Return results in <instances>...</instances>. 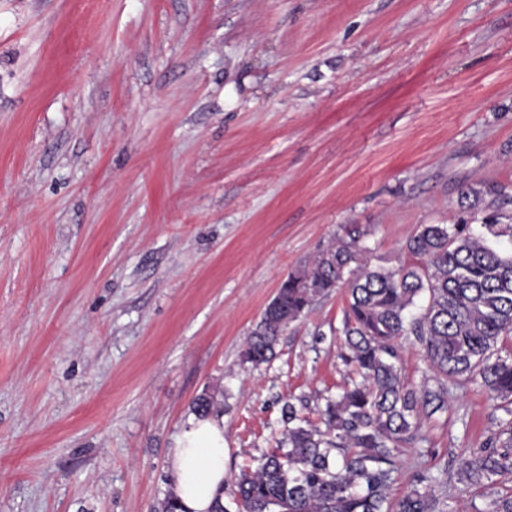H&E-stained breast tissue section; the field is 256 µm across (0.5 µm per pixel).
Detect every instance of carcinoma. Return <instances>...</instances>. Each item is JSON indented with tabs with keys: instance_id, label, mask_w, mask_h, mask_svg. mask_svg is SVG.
Segmentation results:
<instances>
[{
	"instance_id": "obj_1",
	"label": "carcinoma",
	"mask_w": 512,
	"mask_h": 512,
	"mask_svg": "<svg viewBox=\"0 0 512 512\" xmlns=\"http://www.w3.org/2000/svg\"><path fill=\"white\" fill-rule=\"evenodd\" d=\"M512 194L502 184L461 191L455 224H424L406 241L409 260L372 267L368 230L344 224L326 246L282 281L241 352L258 367L275 356L279 336L343 282L340 357L353 377L325 398L320 423L307 400L283 402L285 437L256 466L235 476L240 512H448V467L415 472L399 498V452L424 441L423 428L448 410V384L473 382L505 417L485 445L458 463L459 493L512 476ZM481 222L474 224L477 215ZM418 350L430 375L416 384L401 348ZM216 409L205 392L198 416ZM488 512H512V489L491 493Z\"/></svg>"
}]
</instances>
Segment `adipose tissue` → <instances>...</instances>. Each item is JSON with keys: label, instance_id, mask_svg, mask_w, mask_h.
<instances>
[{"label": "adipose tissue", "instance_id": "adipose-tissue-1", "mask_svg": "<svg viewBox=\"0 0 512 512\" xmlns=\"http://www.w3.org/2000/svg\"><path fill=\"white\" fill-rule=\"evenodd\" d=\"M172 493L183 512H210L226 478L219 412L195 417L167 456Z\"/></svg>", "mask_w": 512, "mask_h": 512}]
</instances>
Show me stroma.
<instances>
[{
    "label": "stroma",
    "instance_id": "35a3bbf8",
    "mask_svg": "<svg viewBox=\"0 0 512 512\" xmlns=\"http://www.w3.org/2000/svg\"><path fill=\"white\" fill-rule=\"evenodd\" d=\"M492 181L512 0H0V512H156L207 389L253 466L349 374L341 288L241 365L283 278L343 224L397 265ZM503 416L449 385L396 492Z\"/></svg>",
    "mask_w": 512,
    "mask_h": 512
}]
</instances>
